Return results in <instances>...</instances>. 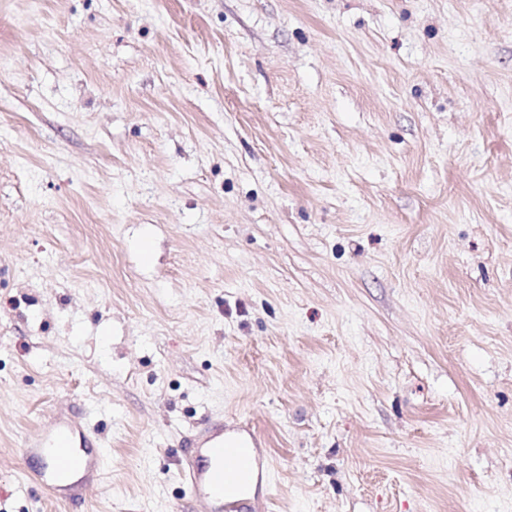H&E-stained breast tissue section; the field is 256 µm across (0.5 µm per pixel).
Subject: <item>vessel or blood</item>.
<instances>
[{
    "instance_id": "b4317fda",
    "label": "vessel or blood",
    "mask_w": 512,
    "mask_h": 512,
    "mask_svg": "<svg viewBox=\"0 0 512 512\" xmlns=\"http://www.w3.org/2000/svg\"><path fill=\"white\" fill-rule=\"evenodd\" d=\"M259 440L249 427H240L232 439L224 437V423L211 420L182 449L178 465L182 482L203 512H239L237 493L249 471L257 480L271 483L274 464L258 452ZM26 457L37 459L35 480L55 499L86 496L101 476L103 455L95 449L84 424L59 414L39 425L24 443Z\"/></svg>"
}]
</instances>
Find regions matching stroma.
<instances>
[{
    "label": "stroma",
    "instance_id": "1",
    "mask_svg": "<svg viewBox=\"0 0 512 512\" xmlns=\"http://www.w3.org/2000/svg\"><path fill=\"white\" fill-rule=\"evenodd\" d=\"M217 418L246 512H512V0H0V512H199ZM84 430L85 424L59 413L54 421L40 424L24 443L25 456L39 462L33 477L52 498H82L101 476L104 453L95 450L96 443ZM236 433L239 438L225 441L223 419L209 420L181 451L178 465L183 485L204 512L239 511L241 500L236 494L247 484L254 453L257 483H272L274 464L268 453L260 455L257 434L246 426Z\"/></svg>",
    "mask_w": 512,
    "mask_h": 512
}]
</instances>
